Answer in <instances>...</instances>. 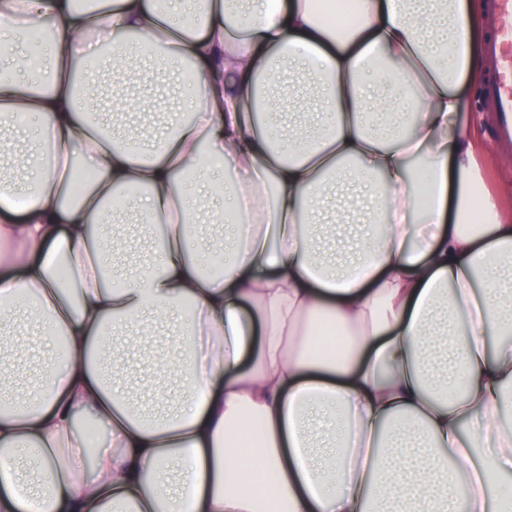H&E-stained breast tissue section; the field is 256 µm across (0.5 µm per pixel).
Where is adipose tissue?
<instances>
[{
  "label": "adipose tissue",
  "mask_w": 512,
  "mask_h": 512,
  "mask_svg": "<svg viewBox=\"0 0 512 512\" xmlns=\"http://www.w3.org/2000/svg\"><path fill=\"white\" fill-rule=\"evenodd\" d=\"M314 2L0 0V325L52 350L28 393L0 379V512H512L489 497L512 474V208L458 91L483 5L352 0L340 29ZM144 62L200 68L195 119L132 149L87 115L103 72L139 85ZM218 197L206 276L193 222ZM128 218L165 238L112 287L103 226ZM345 218L369 240L328 258ZM149 320L186 330L140 353L151 421L104 379Z\"/></svg>",
  "instance_id": "ef3b65f1"
}]
</instances>
